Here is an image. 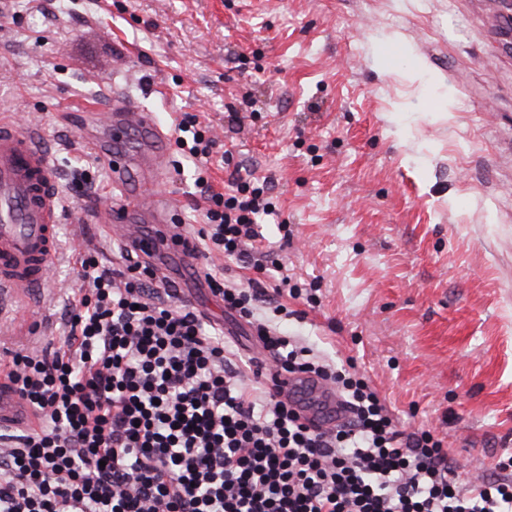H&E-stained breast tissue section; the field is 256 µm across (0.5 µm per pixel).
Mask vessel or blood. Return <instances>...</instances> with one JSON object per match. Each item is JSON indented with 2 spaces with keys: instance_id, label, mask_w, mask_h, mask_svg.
Returning <instances> with one entry per match:
<instances>
[{
  "instance_id": "b4317fda",
  "label": "vessel or blood",
  "mask_w": 512,
  "mask_h": 512,
  "mask_svg": "<svg viewBox=\"0 0 512 512\" xmlns=\"http://www.w3.org/2000/svg\"><path fill=\"white\" fill-rule=\"evenodd\" d=\"M79 129L111 165L113 185L126 201L108 214L119 240L164 278L174 265L194 262L172 203L141 188L129 190L120 179L140 161L157 174L166 167L167 156L158 148L165 134L153 115L116 94L106 114L92 109L83 113ZM60 221V194L48 153L31 133L0 121V300L27 299L45 287ZM144 223L150 232L141 231ZM275 386L282 399L296 404L318 428H330L347 415L335 389L316 376H283ZM25 414L17 395L0 391V426Z\"/></svg>"
}]
</instances>
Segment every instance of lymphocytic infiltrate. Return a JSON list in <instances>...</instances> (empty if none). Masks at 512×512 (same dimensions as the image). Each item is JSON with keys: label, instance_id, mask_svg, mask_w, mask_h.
<instances>
[{"label": "lymphocytic infiltrate", "instance_id": "obj_1", "mask_svg": "<svg viewBox=\"0 0 512 512\" xmlns=\"http://www.w3.org/2000/svg\"><path fill=\"white\" fill-rule=\"evenodd\" d=\"M209 201L199 238L246 258L265 188L240 176ZM76 262L61 345L4 363L41 424L0 437V512H512V476L463 477L434 430L405 433L357 372L259 318V280L238 288L206 265L263 351L246 357L151 266ZM296 373L332 385L349 417L311 426L271 384Z\"/></svg>", "mask_w": 512, "mask_h": 512}]
</instances>
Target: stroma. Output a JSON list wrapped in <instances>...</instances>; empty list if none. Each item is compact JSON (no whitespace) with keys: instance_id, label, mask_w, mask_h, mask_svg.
I'll return each mask as SVG.
<instances>
[{"instance_id":"stroma-1","label":"stroma","mask_w":512,"mask_h":512,"mask_svg":"<svg viewBox=\"0 0 512 512\" xmlns=\"http://www.w3.org/2000/svg\"><path fill=\"white\" fill-rule=\"evenodd\" d=\"M498 0H0V118L22 112L65 196L44 297L20 302L8 348L63 332L75 257L124 249L71 182L112 168L65 116L119 92L154 114L169 167L156 188L196 234L206 202L177 145L182 113L208 125L212 185L267 181L266 271L312 288L280 328L354 360L402 430L433 429L470 475L512 456V54ZM196 308L242 355L254 340L208 288Z\"/></svg>"}]
</instances>
